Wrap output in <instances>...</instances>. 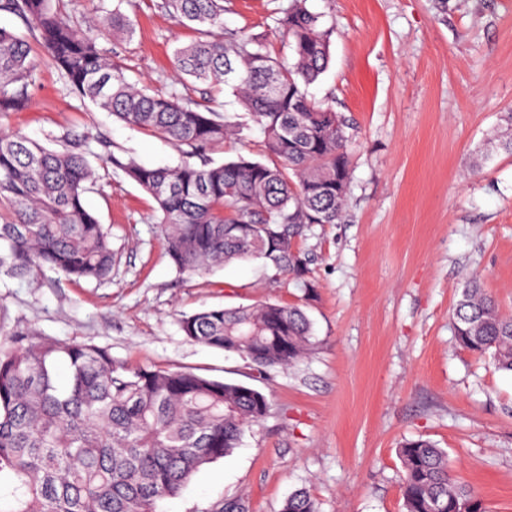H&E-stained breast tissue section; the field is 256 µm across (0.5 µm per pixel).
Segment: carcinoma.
I'll list each match as a JSON object with an SVG mask.
<instances>
[{
    "mask_svg": "<svg viewBox=\"0 0 512 512\" xmlns=\"http://www.w3.org/2000/svg\"><path fill=\"white\" fill-rule=\"evenodd\" d=\"M0 0V15L19 19L50 55L65 83L125 124L196 149L240 127L210 108L138 88L61 4ZM117 0L108 28L132 36ZM199 36L175 49L180 75L232 90L262 126L271 162L240 157L196 166L152 168L108 160L156 202L166 254L181 273L236 259H262L301 278L298 240L312 224L343 218L350 182L349 123L308 98L307 86L329 65L330 29L292 0L279 25L292 60L271 57L263 42L224 35V0H165ZM26 36L0 26V117L24 110L36 77ZM74 139L49 149L16 131H0V277L50 269L100 283L112 275L110 235L84 202L94 171ZM184 336L240 354L258 371L285 368L315 344L298 305L201 310L181 320ZM460 348L512 372V317L503 316L471 277L454 310ZM69 371L66 385L57 368ZM269 412L267 398L241 383L182 369L130 367L107 347L61 343L36 330L0 327V512H158L205 466L238 447ZM404 512H488L449 469L448 453L426 439L398 449ZM279 512H319L300 488Z\"/></svg>",
    "mask_w": 512,
    "mask_h": 512,
    "instance_id": "carcinoma-1",
    "label": "carcinoma"
}]
</instances>
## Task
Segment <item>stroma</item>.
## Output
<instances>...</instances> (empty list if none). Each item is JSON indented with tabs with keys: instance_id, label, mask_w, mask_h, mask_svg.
Instances as JSON below:
<instances>
[{
	"instance_id": "stroma-1",
	"label": "stroma",
	"mask_w": 512,
	"mask_h": 512,
	"mask_svg": "<svg viewBox=\"0 0 512 512\" xmlns=\"http://www.w3.org/2000/svg\"><path fill=\"white\" fill-rule=\"evenodd\" d=\"M161 0L123 11L133 37L101 44L137 86L172 93L236 119L231 91L178 76L176 47L194 30ZM290 0H225L224 29L291 50L274 12ZM331 26L327 71L307 88L353 125L345 216L314 224L299 240L311 262L306 297L291 277L257 260L181 274L169 260L153 198L108 155L174 167L169 141L125 125L67 88L34 48L28 106L0 119L51 149L85 140L96 172L84 195L111 233L108 280L46 271L0 277V325L30 327L61 342L110 348L133 366L190 370L252 386L270 402L238 448L197 473L159 512H211L243 499L249 512H279L304 488L320 512H402L406 439L448 453L453 474L491 512H512V374L456 346L452 311L471 274L512 316V0H307ZM263 132L207 148L221 163L262 159ZM262 301L302 305L316 345L287 368L258 373L237 353L185 338L183 316Z\"/></svg>"
}]
</instances>
